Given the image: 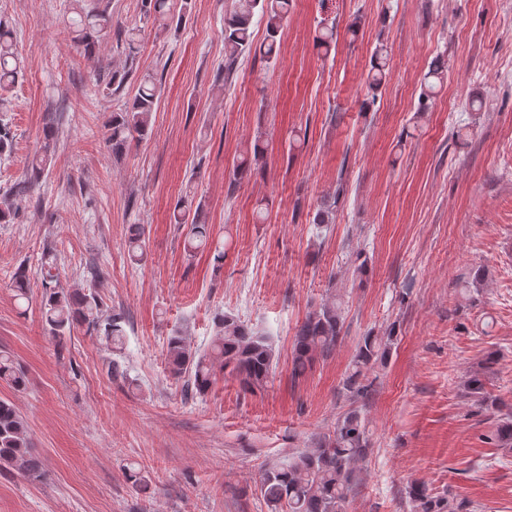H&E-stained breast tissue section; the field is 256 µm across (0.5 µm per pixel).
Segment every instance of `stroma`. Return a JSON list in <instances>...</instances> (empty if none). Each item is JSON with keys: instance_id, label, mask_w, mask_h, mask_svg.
<instances>
[{"instance_id": "35a3bbf8", "label": "stroma", "mask_w": 512, "mask_h": 512, "mask_svg": "<svg viewBox=\"0 0 512 512\" xmlns=\"http://www.w3.org/2000/svg\"><path fill=\"white\" fill-rule=\"evenodd\" d=\"M171 5L183 20L160 30L144 25L141 0H111L113 26H141V40L131 50L112 37L89 55L72 39L75 0H0L23 61L0 116L14 135L0 208L15 212L0 223V351L27 376L21 389L0 381V399L44 461L36 480L0 471V512H267L262 471L317 448L353 405L369 448L345 512H413L414 482L468 512H512V452L490 439L500 414L464 395L492 353L486 389L512 406V0H292L276 57L244 53L220 85L233 0ZM379 46L388 75L375 89ZM438 56L447 82L423 111ZM111 72L126 80L110 94ZM148 73L161 80L149 133L113 155L106 123ZM49 127V173L15 194ZM184 198L210 228L192 257L188 225L171 221ZM326 206L332 222L317 227ZM47 259L62 288L125 314L122 348L82 326L52 339ZM330 295L340 338L293 378L295 332ZM221 313L269 335L274 370L255 394L220 376L187 396L168 338L207 350ZM369 333L393 344L354 403L342 382Z\"/></svg>"}]
</instances>
